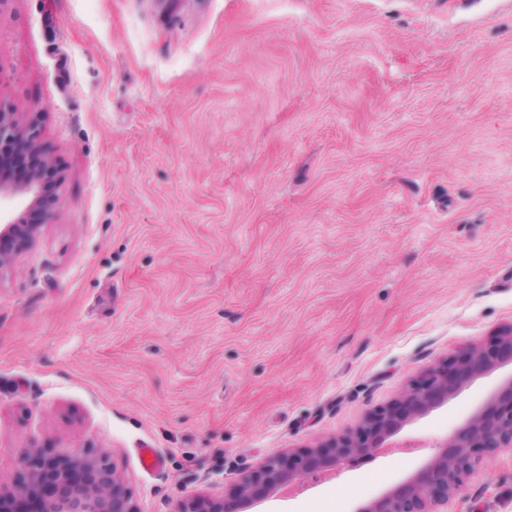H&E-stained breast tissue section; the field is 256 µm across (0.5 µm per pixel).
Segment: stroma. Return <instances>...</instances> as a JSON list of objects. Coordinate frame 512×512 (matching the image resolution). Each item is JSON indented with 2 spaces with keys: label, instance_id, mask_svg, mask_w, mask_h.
<instances>
[{
  "label": "stroma",
  "instance_id": "1",
  "mask_svg": "<svg viewBox=\"0 0 512 512\" xmlns=\"http://www.w3.org/2000/svg\"><path fill=\"white\" fill-rule=\"evenodd\" d=\"M0 108L60 175L0 269L2 484L33 441L175 512L512 326V0H0ZM502 377L251 512H354ZM448 509L512 512V448Z\"/></svg>",
  "mask_w": 512,
  "mask_h": 512
}]
</instances>
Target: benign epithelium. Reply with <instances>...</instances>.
<instances>
[{"mask_svg":"<svg viewBox=\"0 0 512 512\" xmlns=\"http://www.w3.org/2000/svg\"><path fill=\"white\" fill-rule=\"evenodd\" d=\"M29 164L20 185L0 183V203L29 198L28 211L40 223L0 219V269L30 249L50 215L53 162L42 152L34 122L0 110V145ZM512 364V326L488 344L471 345L424 370L389 404L368 412L346 433L301 451L280 453L240 474L234 494H198L182 501L176 512H247L274 492L308 478L372 458L412 421L456 397L473 379ZM512 448V375L501 381L435 451L406 478L363 502L355 512H445L482 460ZM26 475L13 488L0 485V512H138L115 466L105 456L83 451L43 453L29 449L22 458Z\"/></svg>","mask_w":512,"mask_h":512,"instance_id":"obj_1","label":"benign epithelium"}]
</instances>
